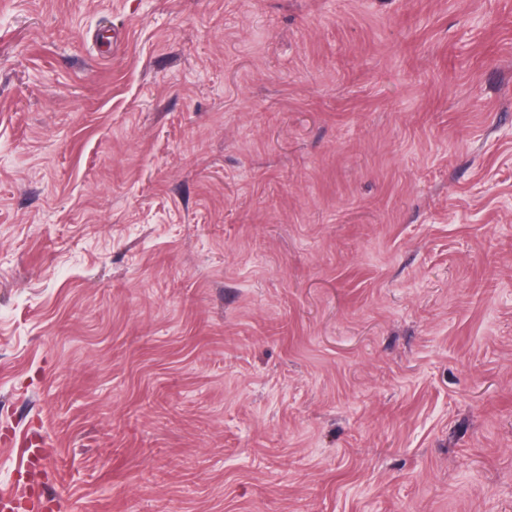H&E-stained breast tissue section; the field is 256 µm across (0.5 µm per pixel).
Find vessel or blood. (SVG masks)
I'll list each match as a JSON object with an SVG mask.
<instances>
[{
	"label": "vessel or blood",
	"mask_w": 512,
	"mask_h": 512,
	"mask_svg": "<svg viewBox=\"0 0 512 512\" xmlns=\"http://www.w3.org/2000/svg\"><path fill=\"white\" fill-rule=\"evenodd\" d=\"M48 454L39 438H27L22 473L27 477L28 497L23 500L17 494L1 492L0 512H55L59 496L51 490V474L44 464Z\"/></svg>",
	"instance_id": "obj_1"
}]
</instances>
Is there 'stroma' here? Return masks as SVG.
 <instances>
[{"instance_id":"stroma-1","label":"stroma","mask_w":512,"mask_h":512,"mask_svg":"<svg viewBox=\"0 0 512 512\" xmlns=\"http://www.w3.org/2000/svg\"><path fill=\"white\" fill-rule=\"evenodd\" d=\"M512 0H0V490L512 512ZM26 448H23L22 456L24 465L21 475H26L28 497L22 502L16 493H0V511L18 512L21 509L28 512L54 511L61 497L51 491V474L46 469L44 461L49 455V448L41 445L36 436L27 438Z\"/></svg>"}]
</instances>
